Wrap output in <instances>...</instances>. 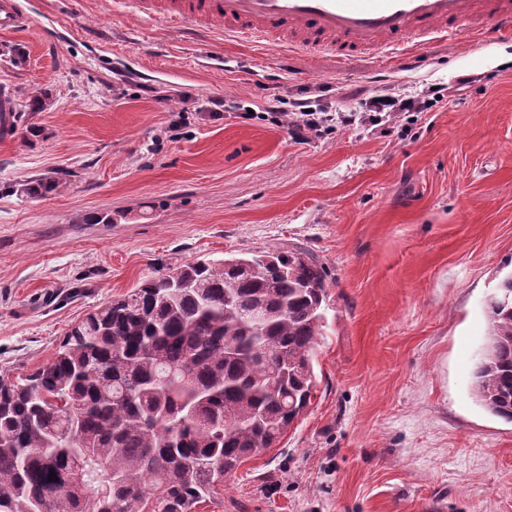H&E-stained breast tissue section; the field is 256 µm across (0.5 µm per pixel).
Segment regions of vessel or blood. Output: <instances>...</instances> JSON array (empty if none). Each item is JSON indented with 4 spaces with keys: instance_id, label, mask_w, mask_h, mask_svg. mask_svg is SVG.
I'll use <instances>...</instances> for the list:
<instances>
[{
    "instance_id": "vessel-or-blood-1",
    "label": "vessel or blood",
    "mask_w": 512,
    "mask_h": 512,
    "mask_svg": "<svg viewBox=\"0 0 512 512\" xmlns=\"http://www.w3.org/2000/svg\"><path fill=\"white\" fill-rule=\"evenodd\" d=\"M145 17L192 31L223 29L242 41L327 53L344 61L363 52L391 61L436 40L455 45L467 32L512 38V0H132ZM18 0H0V32L23 30Z\"/></svg>"
}]
</instances>
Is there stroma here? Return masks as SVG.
<instances>
[{
	"label": "stroma",
	"instance_id": "obj_1",
	"mask_svg": "<svg viewBox=\"0 0 512 512\" xmlns=\"http://www.w3.org/2000/svg\"><path fill=\"white\" fill-rule=\"evenodd\" d=\"M26 11L24 65L0 36V98L42 134L0 133V376L169 267L298 246L331 281L311 408L197 512H512V422L469 393L512 266V39L391 69L193 35L126 0ZM37 89L51 105L26 111ZM424 89L429 111L378 129L299 142L260 117ZM43 177L58 188L24 193Z\"/></svg>",
	"mask_w": 512,
	"mask_h": 512
}]
</instances>
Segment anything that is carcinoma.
I'll use <instances>...</instances> for the list:
<instances>
[{"instance_id": "carcinoma-1", "label": "carcinoma", "mask_w": 512, "mask_h": 512, "mask_svg": "<svg viewBox=\"0 0 512 512\" xmlns=\"http://www.w3.org/2000/svg\"><path fill=\"white\" fill-rule=\"evenodd\" d=\"M328 306L301 248L170 267L112 299L33 373L0 377V512H195L309 409ZM486 318L472 395L512 421V273Z\"/></svg>"}]
</instances>
